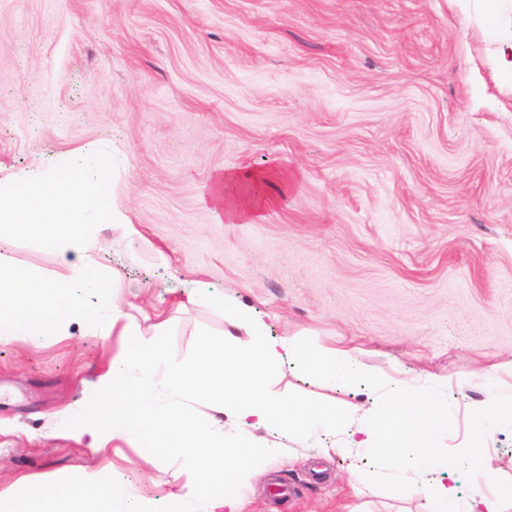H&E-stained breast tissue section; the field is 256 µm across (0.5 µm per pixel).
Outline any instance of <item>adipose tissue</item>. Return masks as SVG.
Returning a JSON list of instances; mask_svg holds the SVG:
<instances>
[{"instance_id": "ef3b65f1", "label": "adipose tissue", "mask_w": 512, "mask_h": 512, "mask_svg": "<svg viewBox=\"0 0 512 512\" xmlns=\"http://www.w3.org/2000/svg\"><path fill=\"white\" fill-rule=\"evenodd\" d=\"M270 173L247 171L224 178L220 197L228 219L256 206L253 186L268 182ZM112 190V155L102 150L72 154L55 169L28 171L0 183V242L31 231L42 248L78 254L81 263L71 276L49 280L23 266L0 265V343L16 339L38 342L45 336L70 335L72 326L101 336L131 324L116 304L100 246L92 230L117 224ZM189 302L220 309L226 322L245 328L249 340L237 344L225 337L223 352L202 344L188 365L171 364L157 347L132 340L94 384L86 409L84 433L91 447L105 449L107 437L136 438L148 448L180 454L196 482H181L172 474L164 512H242L243 490L266 475L274 450L256 431H276L305 441L333 434L347 426L342 410L324 405L286 401L274 396L267 380L290 361L315 372L331 386L365 381L376 386L349 351L313 346L287 337L273 338L267 324L231 296H218L205 286L188 288ZM480 378L494 400L493 412L475 419L468 447L445 452L441 442L452 425L447 385L405 386L396 396L362 412L355 448L368 457L387 456L393 423H406L399 442L404 463L423 480L415 495L437 505L438 512H504V491L491 487L484 464V444L500 422L512 421V391L502 390L495 368ZM185 393L204 401L213 414L194 418L163 401L161 390ZM232 426H225L221 415ZM468 465L472 492L460 500L450 458ZM0 512H157L151 500L135 496L113 474L90 472L77 483L19 481L0 491Z\"/></svg>"}]
</instances>
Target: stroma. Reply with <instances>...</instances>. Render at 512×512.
<instances>
[{"label":"stroma","instance_id":"1","mask_svg":"<svg viewBox=\"0 0 512 512\" xmlns=\"http://www.w3.org/2000/svg\"><path fill=\"white\" fill-rule=\"evenodd\" d=\"M497 43L449 0H0V179L107 145L115 201L136 234L97 231L123 310L178 365L224 315L189 303L202 283L236 297L272 335L350 351L387 381L338 390L285 370L286 400L371 406L394 381L448 385L467 447L491 406L479 374L512 388V89ZM275 171L256 211L229 221L219 180ZM169 263L155 265L153 250ZM0 262L50 279L70 260L23 237ZM124 337L0 344V490L111 466L163 506L182 458L139 442L90 448L59 418L84 404ZM278 457L244 512H428L383 482L389 465L270 434ZM512 481V424L486 443ZM359 487H352L351 473Z\"/></svg>","mask_w":512,"mask_h":512}]
</instances>
